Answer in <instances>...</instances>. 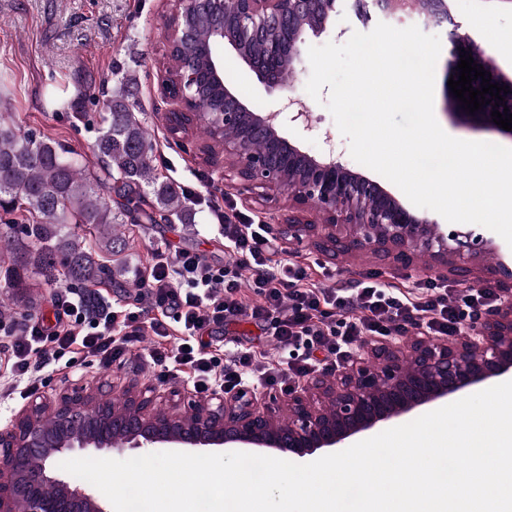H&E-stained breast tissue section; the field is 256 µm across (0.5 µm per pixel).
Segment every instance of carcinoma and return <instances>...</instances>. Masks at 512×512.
<instances>
[{
	"instance_id": "obj_1",
	"label": "carcinoma",
	"mask_w": 512,
	"mask_h": 512,
	"mask_svg": "<svg viewBox=\"0 0 512 512\" xmlns=\"http://www.w3.org/2000/svg\"><path fill=\"white\" fill-rule=\"evenodd\" d=\"M216 16L199 21L187 40L202 45ZM183 67L206 78L201 58L168 56L166 73ZM94 156L102 175L63 146L24 132L0 114V278L9 294L0 295V308L27 303L31 288L65 283L90 288L105 274L101 253L125 251L118 226L123 217L155 221V214L182 224L194 223L181 187L159 180L153 166L151 134L137 115L136 77L114 67ZM124 200L120 211L104 191Z\"/></svg>"
}]
</instances>
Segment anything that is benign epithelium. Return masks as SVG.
I'll use <instances>...</instances> for the list:
<instances>
[{
  "label": "benign epithelium",
  "mask_w": 512,
  "mask_h": 512,
  "mask_svg": "<svg viewBox=\"0 0 512 512\" xmlns=\"http://www.w3.org/2000/svg\"><path fill=\"white\" fill-rule=\"evenodd\" d=\"M191 0L176 14L175 27L187 28L197 15ZM224 12L211 28L210 44L227 46L271 92L281 94L279 109L256 112L224 81L223 69L211 64L209 82L219 93L220 106L203 119L219 134L224 154V180L238 178L247 186L276 190L288 207L311 206L326 215V223L309 226L288 217V234L310 228L320 247L333 254L353 249L383 252L410 264L428 256L434 266L464 264L481 238L470 229L445 232L442 225L420 217L379 181L350 169L334 148L320 155L305 151L297 141L280 134L286 117L312 129L310 111L285 94L279 62L296 64L309 33H325L341 10V0H216ZM363 26L373 20L402 24L417 17L424 28L449 19L448 0H355ZM446 71L456 70L460 50L491 73V83L508 86L504 105L493 104L462 116L475 125L503 132L493 122L497 109L512 113V75L505 74L495 56L469 34L453 25L448 34ZM165 98L185 106L209 95L197 75L184 71L177 92L162 81ZM270 144L258 153L252 137ZM501 303L467 323V336L449 340L415 332L406 338L372 336L360 344L337 373L312 377L288 390V402L277 395L244 386L226 394L213 390L201 399L186 400L180 390L160 395L153 388L130 387L120 396L112 385L99 383L86 391L74 387L49 406L60 428L50 433L34 403L0 429V512H112L89 486L58 467L73 458L102 453L123 454L140 448H220L247 453H290L298 458L347 447L351 439L390 422L403 420L424 406L458 398L512 375V290L504 289ZM88 399L100 409L101 429L88 431L77 421L73 407Z\"/></svg>",
  "instance_id": "benign-epithelium-1"
}]
</instances>
